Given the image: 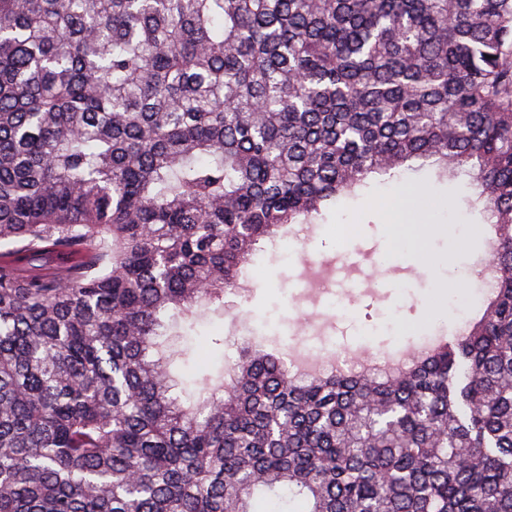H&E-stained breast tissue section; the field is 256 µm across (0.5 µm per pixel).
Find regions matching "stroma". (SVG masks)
Masks as SVG:
<instances>
[{
  "mask_svg": "<svg viewBox=\"0 0 512 512\" xmlns=\"http://www.w3.org/2000/svg\"><path fill=\"white\" fill-rule=\"evenodd\" d=\"M466 183L427 170L373 179L318 224L261 242L245 271L255 297L225 296L223 316L197 323L192 344L249 326L288 345L298 336L313 350L375 357L458 329L466 294L453 284L486 260L473 247L460 258L452 250L459 237L480 234ZM430 196L453 206L429 210Z\"/></svg>",
  "mask_w": 512,
  "mask_h": 512,
  "instance_id": "obj_1",
  "label": "stroma"
}]
</instances>
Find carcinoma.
Listing matches in <instances>:
<instances>
[{
    "label": "carcinoma",
    "mask_w": 512,
    "mask_h": 512,
    "mask_svg": "<svg viewBox=\"0 0 512 512\" xmlns=\"http://www.w3.org/2000/svg\"><path fill=\"white\" fill-rule=\"evenodd\" d=\"M465 174L481 316L389 371L183 378L263 240ZM0 512H512V0H0Z\"/></svg>",
    "instance_id": "1"
}]
</instances>
